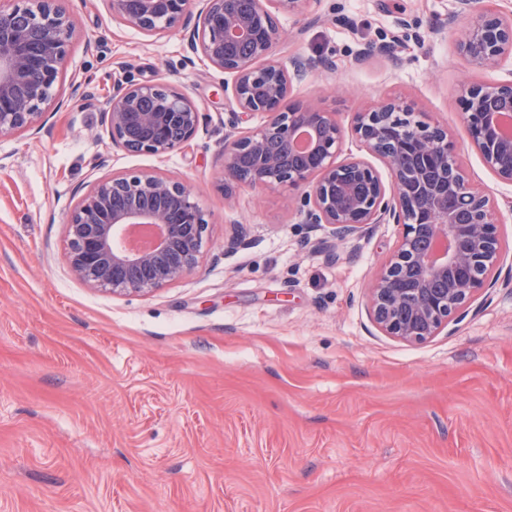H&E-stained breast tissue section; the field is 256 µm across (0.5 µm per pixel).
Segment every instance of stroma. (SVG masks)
<instances>
[{"mask_svg": "<svg viewBox=\"0 0 512 512\" xmlns=\"http://www.w3.org/2000/svg\"><path fill=\"white\" fill-rule=\"evenodd\" d=\"M77 20L68 101L36 135L0 139V512H512V184L470 146L468 69L455 0H311L278 16L282 63L334 69L296 87L349 124L398 95L447 126L469 178L502 205L497 284L420 344L382 335L366 290L399 228L373 224L317 248L285 186L220 189L225 75L180 28L146 36L108 0H64ZM407 20L398 61L388 42ZM96 40L87 49V40ZM158 79L203 120L159 158L113 148L101 108L119 80ZM143 171L189 183L209 220L204 258L148 295L86 287L69 272L66 220L91 177ZM244 225L232 255L224 237Z\"/></svg>", "mask_w": 512, "mask_h": 512, "instance_id": "35a3bbf8", "label": "stroma"}]
</instances>
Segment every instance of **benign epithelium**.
Listing matches in <instances>:
<instances>
[{
	"mask_svg": "<svg viewBox=\"0 0 512 512\" xmlns=\"http://www.w3.org/2000/svg\"><path fill=\"white\" fill-rule=\"evenodd\" d=\"M62 0H0V137L42 128L55 105V82L67 69L76 32ZM112 17L146 36L175 28L192 0H109ZM193 27H184L187 50L232 77L224 84L230 130L222 150L224 195L236 186L305 187L297 208L301 223L324 227L330 260L336 244L358 237L369 224L401 231L367 293L370 319L379 332L423 343L464 315L496 284L504 244L498 205L470 183L448 139V128L412 120L414 108L386 99L354 113L349 127L313 102L285 105L293 86L312 72H330L321 59L275 58L279 15L303 16L311 0H200ZM468 16L459 50L474 69L495 70L512 61V14L474 0H456ZM462 119L471 147L485 167L512 183V137L501 117L512 114V80L465 84ZM112 146L165 156L195 137L201 112L181 90L161 81L118 85L103 104ZM260 114L255 128L240 124ZM308 130L312 145L294 165L271 149ZM385 165L389 179L362 157L339 158L346 138ZM154 229L147 251L123 246L130 229ZM70 273L87 287L118 295L152 293L187 278L203 254L208 221L192 190L173 177L144 172L94 179L67 222ZM236 225L224 254L241 247Z\"/></svg>",
	"mask_w": 512,
	"mask_h": 512,
	"instance_id": "benign-epithelium-1",
	"label": "benign epithelium"
}]
</instances>
